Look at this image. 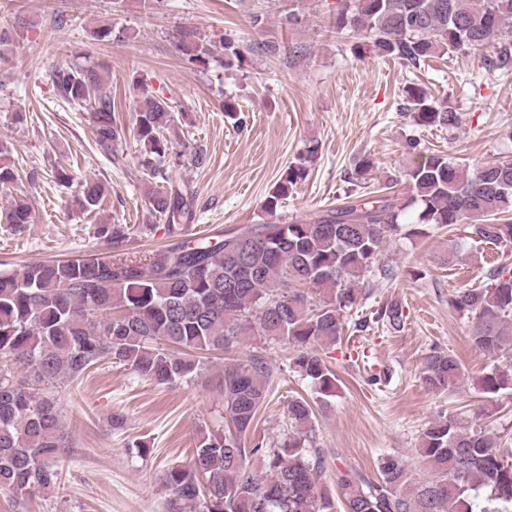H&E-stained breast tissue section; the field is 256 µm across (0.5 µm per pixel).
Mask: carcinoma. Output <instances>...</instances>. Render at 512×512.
<instances>
[{
	"instance_id": "obj_1",
	"label": "carcinoma",
	"mask_w": 512,
	"mask_h": 512,
	"mask_svg": "<svg viewBox=\"0 0 512 512\" xmlns=\"http://www.w3.org/2000/svg\"><path fill=\"white\" fill-rule=\"evenodd\" d=\"M336 30L357 33V54L391 57L420 68L430 58L468 55L496 47L493 67L512 71V0H334ZM178 49L191 64L205 65L217 46L194 29L180 28ZM104 67L66 64L51 80L69 103L89 106L96 142L106 153L122 140ZM142 95L135 112L143 180H162L148 193L152 211L166 219L174 243L144 257L127 248L129 229L100 224L104 251L68 260L35 261L0 270V490L17 497L51 490L67 441L51 388L91 368L115 361L158 386L191 381L202 371L200 354L228 349L240 336L289 344L292 365L317 399L336 392L337 377L322 352L336 345L344 309L358 303L356 285L376 262L387 233L413 214L418 224H471L479 240L512 243V159L461 164L417 139V157L405 172L408 195L394 185L372 197L349 193L341 205L291 224H255L247 230L181 239L195 220L193 191L174 180L164 163L174 153V121L167 99L133 79ZM407 110L421 127H455L458 114L414 84ZM11 149L0 139V190L17 180ZM307 173L290 165L272 188L265 210L273 215ZM106 195L100 181L81 183L70 206L97 207ZM20 230L31 209L15 196L0 209V222ZM488 283L462 288L451 306L471 319V345L503 360L479 379L495 395L512 377V263L488 273ZM307 287L310 296L301 290ZM400 303L380 305L360 326L403 328ZM271 370L260 355L224 365V431H200L189 466H171L158 477L169 492L168 512H512V448L500 436L441 418L420 435V454L437 473L413 481L401 458L384 456L381 481L351 472L338 478V496L319 486L324 450L313 447L314 411L302 397L290 400L292 433L280 447L245 445L266 400ZM463 377L458 360L433 353L421 372L435 393L455 390ZM259 457L262 475L247 468Z\"/></svg>"
}]
</instances>
